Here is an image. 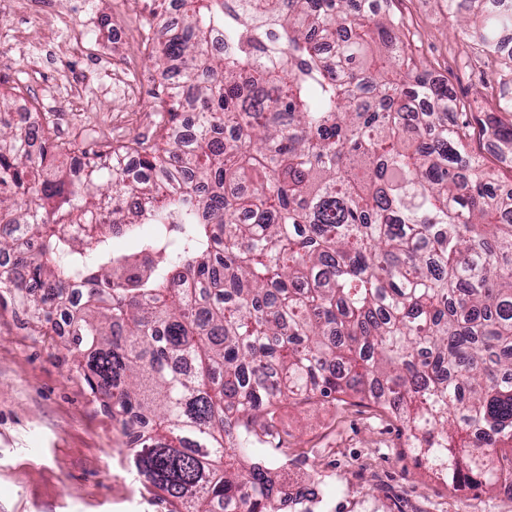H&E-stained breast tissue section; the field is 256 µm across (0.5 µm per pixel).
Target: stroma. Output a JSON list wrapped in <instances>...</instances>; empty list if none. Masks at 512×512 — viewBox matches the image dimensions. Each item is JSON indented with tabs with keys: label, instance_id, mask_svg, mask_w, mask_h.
Returning a JSON list of instances; mask_svg holds the SVG:
<instances>
[{
	"label": "stroma",
	"instance_id": "stroma-1",
	"mask_svg": "<svg viewBox=\"0 0 512 512\" xmlns=\"http://www.w3.org/2000/svg\"><path fill=\"white\" fill-rule=\"evenodd\" d=\"M68 11V27H44L42 50L21 54L0 16V88L18 86L21 101L66 131L80 149L154 138L166 115L157 106L155 49L139 54L131 39L101 28L141 34L152 0H45ZM417 60L447 83L463 107L470 146L495 174L498 193L512 191V148L484 136L512 80V48L485 57L465 29L445 23L441 0H390ZM503 123L512 112H498ZM58 330L32 329L14 303L0 304V512H167L128 470L127 438L90 395L79 362ZM277 437L288 446L280 485L319 479L323 512H512V494L449 486L405 445L400 422L368 405L317 400L282 410Z\"/></svg>",
	"mask_w": 512,
	"mask_h": 512
}]
</instances>
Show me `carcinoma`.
I'll return each instance as SVG.
<instances>
[{"mask_svg": "<svg viewBox=\"0 0 512 512\" xmlns=\"http://www.w3.org/2000/svg\"><path fill=\"white\" fill-rule=\"evenodd\" d=\"M380 2L184 0L157 59L167 125L60 175L74 146L15 124L0 90V253L20 270L0 300L63 322L170 512H276L260 448L313 400L390 414L451 485H512V221ZM442 2L457 26L482 4ZM496 2L469 30L489 56L512 31ZM484 129L512 147V124Z\"/></svg>", "mask_w": 512, "mask_h": 512, "instance_id": "obj_1", "label": "carcinoma"}]
</instances>
